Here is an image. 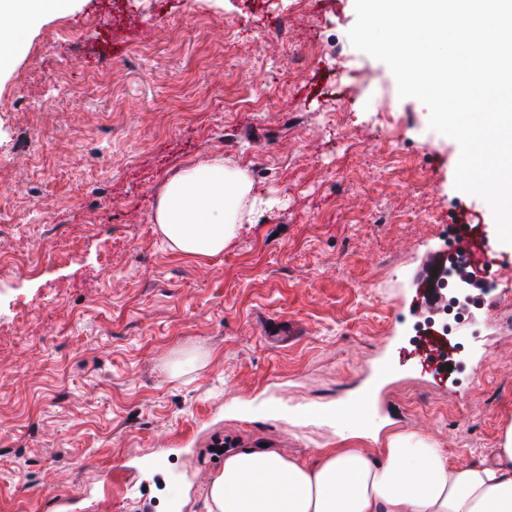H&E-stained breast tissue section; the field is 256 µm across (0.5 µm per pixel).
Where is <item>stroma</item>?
<instances>
[{
	"label": "stroma",
	"mask_w": 512,
	"mask_h": 512,
	"mask_svg": "<svg viewBox=\"0 0 512 512\" xmlns=\"http://www.w3.org/2000/svg\"><path fill=\"white\" fill-rule=\"evenodd\" d=\"M354 0H71L0 68V512L153 459L148 512H208L220 453L376 451L419 431L490 458L512 423V330L486 324L463 398L399 373L389 417L332 411L412 317L401 297L442 225L499 243L454 187L458 143L347 33ZM250 170L275 207L223 255L153 222L179 166ZM512 254V244L499 243ZM197 358L172 371L176 352Z\"/></svg>",
	"instance_id": "obj_1"
}]
</instances>
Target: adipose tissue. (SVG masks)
Masks as SVG:
<instances>
[{
    "instance_id": "adipose-tissue-1",
    "label": "adipose tissue",
    "mask_w": 512,
    "mask_h": 512,
    "mask_svg": "<svg viewBox=\"0 0 512 512\" xmlns=\"http://www.w3.org/2000/svg\"><path fill=\"white\" fill-rule=\"evenodd\" d=\"M69 0H0V62L18 34ZM249 169L216 155L179 167L153 220L170 249L198 260L222 255L242 225L270 210ZM208 512H512V425L491 459L450 462L428 436L393 433L379 453L324 448L311 458L272 449L229 454L205 486Z\"/></svg>"
}]
</instances>
